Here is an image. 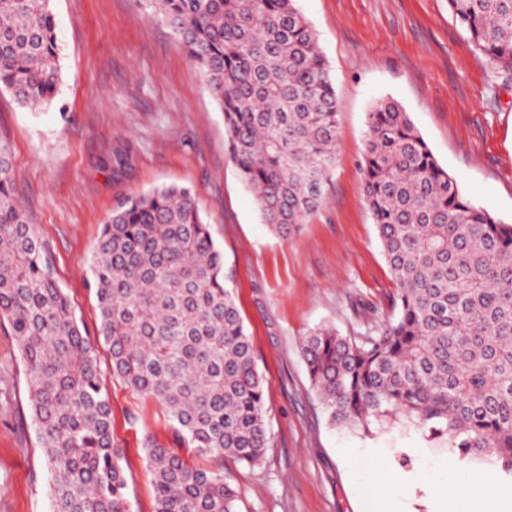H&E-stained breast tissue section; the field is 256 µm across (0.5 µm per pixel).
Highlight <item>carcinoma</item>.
<instances>
[{"label":"carcinoma","instance_id":"cac0c4a2","mask_svg":"<svg viewBox=\"0 0 512 512\" xmlns=\"http://www.w3.org/2000/svg\"><path fill=\"white\" fill-rule=\"evenodd\" d=\"M54 0H0V87L49 106L62 77ZM224 113L242 181L285 239L326 202L336 162L331 70L297 0H150ZM474 46L512 72V0H448ZM364 195L397 286L395 314L356 336L302 341L331 424L368 432L411 422L465 461L512 476V224L466 199L403 107L367 116ZM100 322L81 329L13 193L0 145V325L18 341L31 419L53 481V512H127L124 448L96 351L156 401L175 439H149L155 512H239L221 472L182 448L259 464L268 437L263 380L224 254L194 192L124 199L89 262Z\"/></svg>","mask_w":512,"mask_h":512}]
</instances>
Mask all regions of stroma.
Returning <instances> with one entry per match:
<instances>
[{"mask_svg": "<svg viewBox=\"0 0 512 512\" xmlns=\"http://www.w3.org/2000/svg\"><path fill=\"white\" fill-rule=\"evenodd\" d=\"M296 5L330 66L339 111L328 202L288 239L262 223L229 151L223 113L148 0H55L63 75L53 102L29 110L0 91V144L16 197L93 336L98 303L88 265L106 218L156 187L194 191L253 341L268 447L254 468L191 448L181 454L223 470L240 512H450L449 486H467L478 465L416 428L366 436L332 425L301 341L320 326L348 335L394 315L396 285L362 191L367 114L377 99L402 105L465 198L512 223V74L476 49L448 0ZM97 355L112 433L125 450L129 512H154L145 440L171 442L173 424L113 377L107 345ZM401 450L408 465L398 462ZM379 462L398 487L378 482ZM50 484L20 348L0 326V512H52Z\"/></svg>", "mask_w": 512, "mask_h": 512, "instance_id": "stroma-1", "label": "stroma"}]
</instances>
